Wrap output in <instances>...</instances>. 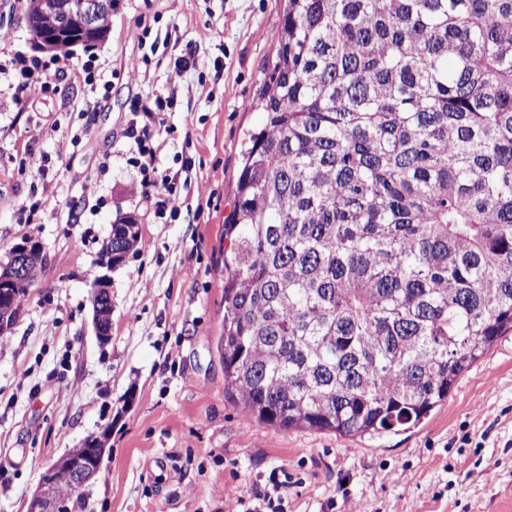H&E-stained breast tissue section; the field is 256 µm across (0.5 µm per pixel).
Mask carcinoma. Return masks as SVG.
<instances>
[{
	"label": "carcinoma",
	"mask_w": 512,
	"mask_h": 512,
	"mask_svg": "<svg viewBox=\"0 0 512 512\" xmlns=\"http://www.w3.org/2000/svg\"><path fill=\"white\" fill-rule=\"evenodd\" d=\"M258 99L224 389L283 430L415 427L512 329V0H288Z\"/></svg>",
	"instance_id": "carcinoma-1"
}]
</instances>
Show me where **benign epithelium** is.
Segmentation results:
<instances>
[{
  "label": "benign epithelium",
  "instance_id": "7a95c632",
  "mask_svg": "<svg viewBox=\"0 0 512 512\" xmlns=\"http://www.w3.org/2000/svg\"><path fill=\"white\" fill-rule=\"evenodd\" d=\"M37 14L50 19V24L32 32L34 46L38 49L70 51L77 45L90 46L103 38L101 20L112 15L115 0H35ZM42 254L38 243L15 245L10 251L9 262L0 271V329L7 328L9 318L16 307L19 288L38 278L39 267L32 259ZM110 278L100 276L94 283L96 298L94 324L98 337L106 341L112 331V297ZM110 438L107 429L73 449L67 456L53 463L44 473L35 495L31 498L28 512H62L65 503L54 492L53 475L65 469L72 479L84 484L100 469Z\"/></svg>",
  "mask_w": 512,
  "mask_h": 512
}]
</instances>
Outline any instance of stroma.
I'll list each match as a JSON object with an SVG mask.
<instances>
[{"instance_id":"35a3bbf8","label":"stroma","mask_w":512,"mask_h":512,"mask_svg":"<svg viewBox=\"0 0 512 512\" xmlns=\"http://www.w3.org/2000/svg\"><path fill=\"white\" fill-rule=\"evenodd\" d=\"M283 8L118 0L107 38L75 48L92 76L75 83L34 48L27 0H0V260L26 239L45 256L0 338V512H25L46 468L105 428L111 453L84 512H237L279 467L296 479L287 512H512V331L397 435L249 426L224 392V220ZM31 57L27 79L18 61ZM32 81L47 85L36 102ZM159 96L162 111L141 113ZM134 123L160 130L155 165L176 180L175 216L140 192ZM124 216L140 243L110 273L103 343L92 285Z\"/></svg>"}]
</instances>
